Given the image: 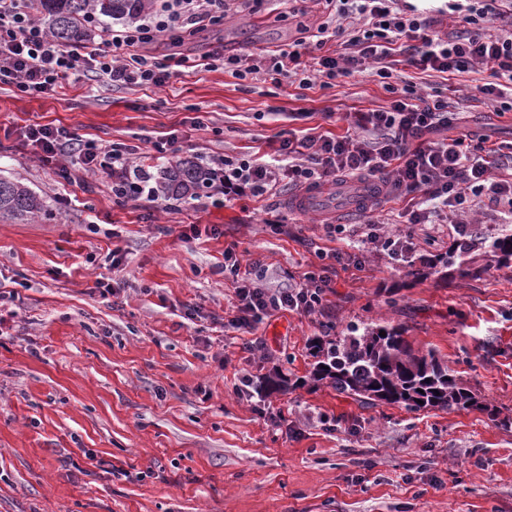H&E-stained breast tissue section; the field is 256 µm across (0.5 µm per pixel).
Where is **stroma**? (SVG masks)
<instances>
[{"instance_id": "obj_1", "label": "stroma", "mask_w": 512, "mask_h": 512, "mask_svg": "<svg viewBox=\"0 0 512 512\" xmlns=\"http://www.w3.org/2000/svg\"><path fill=\"white\" fill-rule=\"evenodd\" d=\"M326 17L323 0H260L184 44L158 39L152 53L258 54ZM397 73L447 97L477 136L512 143V111L472 98L485 67ZM388 102L366 74L305 90L220 68H182L160 88L79 78L27 96L0 86V177L46 204L31 223L0 221V306L12 312L0 326V512H512V271L410 287L387 251L366 250L330 268L314 314L279 311L241 336L223 327L235 302L225 250L240 277L285 288L360 240L367 222L399 233L404 202L358 215L339 236L326 228L335 206L290 212L284 184L259 199L228 200L213 187L118 203L104 176L75 166L61 177L18 139L28 125L61 126L146 154L175 133L183 159L269 161L279 134H341L350 113ZM195 115L203 127L193 128ZM113 250L122 262L112 269ZM107 281L113 294L99 289ZM371 323L405 328L480 408L372 407L308 383L312 339ZM276 370L290 387L263 392Z\"/></svg>"}]
</instances>
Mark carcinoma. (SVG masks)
Wrapping results in <instances>:
<instances>
[{
  "instance_id": "1",
  "label": "carcinoma",
  "mask_w": 512,
  "mask_h": 512,
  "mask_svg": "<svg viewBox=\"0 0 512 512\" xmlns=\"http://www.w3.org/2000/svg\"><path fill=\"white\" fill-rule=\"evenodd\" d=\"M152 7L151 0H33V10L57 42L85 39L84 21L92 13L108 20L134 21ZM212 175L192 160L164 168L156 193L196 195L208 188ZM45 211L43 200L18 180L0 178V219L24 223ZM512 270V227L492 235L473 225L469 236H456L448 251L424 260L407 277L436 276L442 281L477 280L492 270ZM310 380L368 406L469 409L479 406L473 391L455 371L430 353H416L401 326L352 325L343 338L315 341Z\"/></svg>"
}]
</instances>
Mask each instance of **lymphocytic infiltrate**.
<instances>
[{
  "label": "lymphocytic infiltrate",
  "mask_w": 512,
  "mask_h": 512,
  "mask_svg": "<svg viewBox=\"0 0 512 512\" xmlns=\"http://www.w3.org/2000/svg\"><path fill=\"white\" fill-rule=\"evenodd\" d=\"M29 2L0 0V85L30 96L56 91L77 75L116 87L163 86L172 68H191L195 62L185 55L156 61L150 44L223 22L230 9L228 0H159L137 24L119 30L99 27L97 43L61 44L30 11ZM325 2L335 21L319 24L317 44L325 47L332 39L337 48L317 61L304 62L291 45L246 67L241 56L225 55L218 47L206 56V68L224 67L240 80L263 72L275 83L294 82L302 89L367 72L389 93V104L355 112V131L345 136L283 138L279 159L270 163L245 156L214 159L224 196L260 198L284 180L297 189L331 178L372 180L375 200L406 201L404 216L411 225L450 224L464 232L468 212L479 204L490 208L498 223L511 224L512 153L484 148L469 133L430 140V133L453 121L447 100L428 99L415 85L394 81L399 54L412 67L444 74L466 73L481 64L489 67L491 80L476 87V95L498 99L501 109L511 110L512 28L504 26L506 0H445L439 14L459 16L465 23L448 33L435 28L411 0ZM22 137L44 164L58 168L67 162L106 175L115 200L153 192L151 173L133 162L130 148L101 146L49 125L25 127ZM238 270L235 253L225 252L224 273L236 280V304L224 326L243 335L279 311L313 312L329 284L324 268L306 273L303 283L275 289L239 278Z\"/></svg>",
  "instance_id": "f902f5d3"
}]
</instances>
